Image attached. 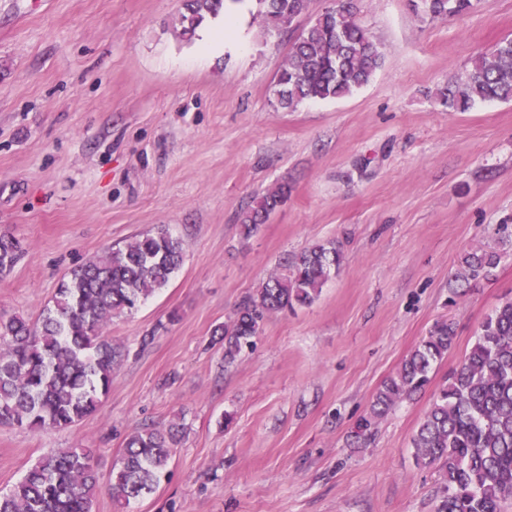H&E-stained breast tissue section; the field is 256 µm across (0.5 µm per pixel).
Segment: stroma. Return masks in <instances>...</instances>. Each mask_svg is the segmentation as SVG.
Wrapping results in <instances>:
<instances>
[{
    "instance_id": "1",
    "label": "stroma",
    "mask_w": 512,
    "mask_h": 512,
    "mask_svg": "<svg viewBox=\"0 0 512 512\" xmlns=\"http://www.w3.org/2000/svg\"><path fill=\"white\" fill-rule=\"evenodd\" d=\"M382 52L350 97L293 112L273 91L293 41L329 0L267 35L256 0L182 35L181 0H0V236L22 255L0 273V319L37 321L61 280L110 246L165 229L184 261L105 330L124 355L97 410L65 427L0 425V492L56 448L92 449L109 474L135 428L182 424L169 475L118 510L435 512L438 474L412 437L431 392L397 405L364 447L355 420L380 383L451 320L442 385L485 317L512 297V255L457 288L467 250L512 224V102L444 111L438 87L512 39V0L445 20L411 0H355ZM291 193L243 238L240 215ZM328 240L344 260L312 305L271 314L232 364L214 328L285 258ZM149 345H142L143 337Z\"/></svg>"
}]
</instances>
